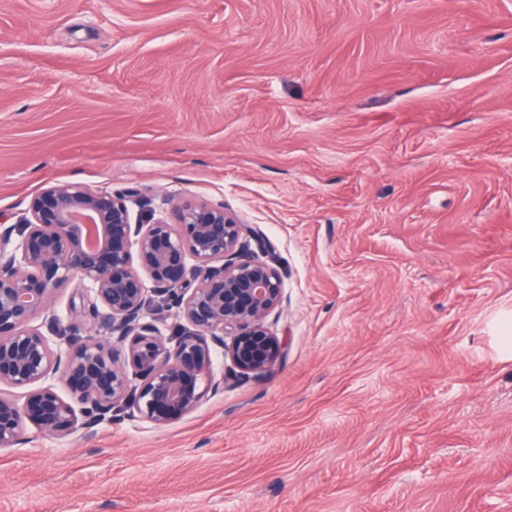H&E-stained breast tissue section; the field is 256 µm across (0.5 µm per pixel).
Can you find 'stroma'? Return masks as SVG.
Instances as JSON below:
<instances>
[{
    "mask_svg": "<svg viewBox=\"0 0 512 512\" xmlns=\"http://www.w3.org/2000/svg\"><path fill=\"white\" fill-rule=\"evenodd\" d=\"M223 205L285 351L0 449V512H512V0H0V226Z\"/></svg>",
    "mask_w": 512,
    "mask_h": 512,
    "instance_id": "35a3bbf8",
    "label": "stroma"
}]
</instances>
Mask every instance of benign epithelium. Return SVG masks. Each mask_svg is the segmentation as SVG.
<instances>
[{
	"label": "benign epithelium",
	"instance_id": "1",
	"mask_svg": "<svg viewBox=\"0 0 512 512\" xmlns=\"http://www.w3.org/2000/svg\"><path fill=\"white\" fill-rule=\"evenodd\" d=\"M130 201L132 191L55 184L0 229V386L27 390L22 404L0 393V448L21 444L29 424L67 438L127 409L157 424L188 413L202 398L198 380L211 378V343L239 374L280 357L265 320L282 279L263 232L197 199L173 203L172 223L134 226ZM75 281L86 302L64 322L50 305ZM172 309L166 336L157 313ZM45 313L49 336L35 325ZM98 318L116 339L81 335L80 323ZM51 375L68 397L46 384Z\"/></svg>",
	"mask_w": 512,
	"mask_h": 512
}]
</instances>
